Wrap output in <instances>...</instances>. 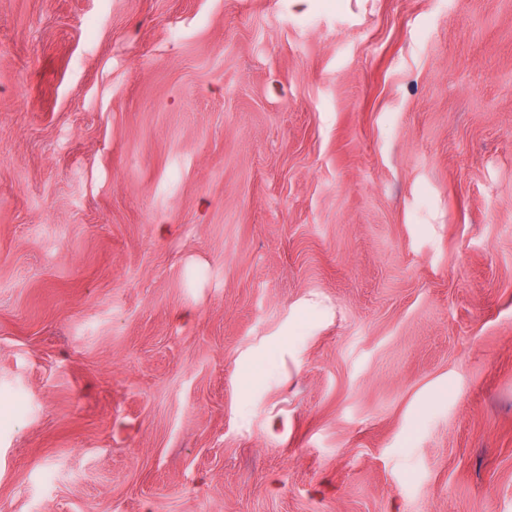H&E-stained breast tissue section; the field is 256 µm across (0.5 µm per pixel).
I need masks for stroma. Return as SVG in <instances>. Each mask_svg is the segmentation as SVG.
Returning <instances> with one entry per match:
<instances>
[{
    "label": "stroma",
    "instance_id": "35a3bbf8",
    "mask_svg": "<svg viewBox=\"0 0 512 512\" xmlns=\"http://www.w3.org/2000/svg\"><path fill=\"white\" fill-rule=\"evenodd\" d=\"M0 512H512V0H0Z\"/></svg>",
    "mask_w": 512,
    "mask_h": 512
}]
</instances>
